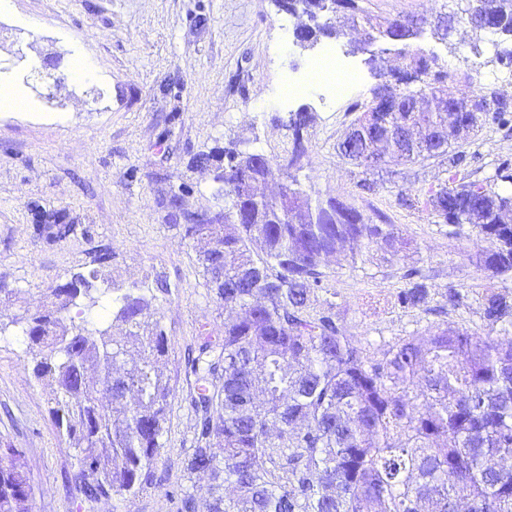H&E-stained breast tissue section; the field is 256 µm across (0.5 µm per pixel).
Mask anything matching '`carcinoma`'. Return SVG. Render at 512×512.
<instances>
[{
	"instance_id": "cac0c4a2",
	"label": "carcinoma",
	"mask_w": 512,
	"mask_h": 512,
	"mask_svg": "<svg viewBox=\"0 0 512 512\" xmlns=\"http://www.w3.org/2000/svg\"><path fill=\"white\" fill-rule=\"evenodd\" d=\"M302 12L301 47L339 37L321 21L327 13L364 24L353 50L384 80L377 100L350 124L337 144L358 166L390 159L422 163L448 155L449 181L429 188L424 201L399 196L407 208L423 204L443 224H468L488 246L479 263L484 332L446 320L425 336L378 345L347 334L336 303L311 308L323 289L328 260L343 248L350 262L376 253L397 257L408 242L384 217L375 223L355 206L303 184V132L312 113H293L292 148L263 153L232 142L195 163L211 166L224 207L210 224H184L183 237L203 241L199 263L214 299L238 309L224 319V335L203 337L187 358L194 385L184 398L194 417L188 474L211 481L207 512H512V193L480 182L456 183L457 127L468 102L497 98L494 120L509 122L512 102L494 90L462 91L439 63L404 41L405 72L381 65L382 49L403 20L373 23L370 0H280ZM512 38V0H466L451 12L458 22ZM438 130V142L409 148L413 129ZM284 182L265 185L273 170ZM54 242L77 232L55 213L33 225ZM100 251L92 264L51 289L50 301L0 321V334L18 327L32 349L35 380L51 381L49 413L75 449L69 481L87 502L129 492L160 456L171 378L159 364L168 337L157 307L161 279L118 284ZM427 277L417 267L401 275L390 303L440 316L465 306L448 289L447 305L429 307ZM81 317L74 321L71 312ZM31 487L21 454L0 448V512H28Z\"/></svg>"
}]
</instances>
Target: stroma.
Wrapping results in <instances>:
<instances>
[{
  "label": "stroma",
  "instance_id": "1",
  "mask_svg": "<svg viewBox=\"0 0 512 512\" xmlns=\"http://www.w3.org/2000/svg\"><path fill=\"white\" fill-rule=\"evenodd\" d=\"M447 0H372L380 20L402 15L433 18ZM299 19L275 0H0V80L15 78L30 102L25 110L0 107V279L16 289L1 308L10 316L48 302L52 288L93 260L112 252V275L120 283L162 277L158 295L169 355L165 372L175 392L152 475L133 491L87 503L68 480L75 459L57 434L46 403L49 388L29 371L27 339L0 336V447L17 448L32 487L30 512H176L173 497L192 485L198 501L207 497L205 478H188L186 453L193 418L184 401L185 357L201 332L224 333V309L209 291L198 248L184 239L171 218V189L185 184L189 211L223 205L206 169L193 166L201 153L238 141L243 147L280 156L290 148V113L314 116L304 134L308 163L303 169L316 190L353 204L364 214L379 211L411 239L405 260L378 259L349 265L333 257L318 299L336 295V311L358 337L421 336L438 318L418 311L373 307L400 284L403 266L421 268L432 286L431 305L444 303L448 289L467 298L459 320L482 331L479 304L487 273L477 262L484 241L472 226L453 233L429 211L401 207L399 195L423 197L447 176L448 160L388 163L366 170L336 150L353 120L355 105L370 103L377 79L366 56L354 52L360 26L344 19L337 46L361 75L349 97L325 103L317 93L286 105L285 75L308 73L327 38L314 48L294 42ZM485 50L479 72L484 86L512 100V67L499 65L485 33L457 24L450 43L424 35L417 44L438 55L465 83L472 72V44ZM91 54L95 80L75 82L71 62ZM36 66L52 73L48 87L31 77ZM467 164L459 175L489 189L511 192L496 177L512 162V122L485 118L480 131L463 141ZM373 183V191L361 188ZM53 211L81 233L46 243L33 234L35 210Z\"/></svg>",
  "mask_w": 512,
  "mask_h": 512
}]
</instances>
